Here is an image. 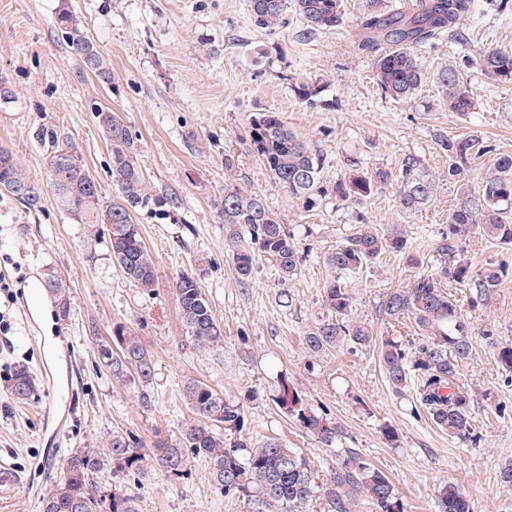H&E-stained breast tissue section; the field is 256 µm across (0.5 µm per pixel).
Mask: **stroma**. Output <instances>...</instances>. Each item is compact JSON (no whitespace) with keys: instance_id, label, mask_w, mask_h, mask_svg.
<instances>
[{"instance_id":"stroma-1","label":"stroma","mask_w":512,"mask_h":512,"mask_svg":"<svg viewBox=\"0 0 512 512\" xmlns=\"http://www.w3.org/2000/svg\"><path fill=\"white\" fill-rule=\"evenodd\" d=\"M405 0H343L336 29L309 39L297 15L271 36L255 29L249 0H0V150H7L42 189V206L26 209L0 193V272L11 275V330L0 335V512H39L42 496L60 478L62 461L77 449H98L112 433L153 447L180 438L192 421L183 402L187 381L210 384L242 403L245 434L260 443L276 438L306 456L318 484L330 483L348 455L384 473L407 512H438L442 484H456L473 512H512V487L500 470L512 460V382L496 359L498 343L512 340V277L487 306L474 308L467 290L452 286L470 323L473 356L456 385L472 390L473 435L449 437L429 417L414 416L409 395L388 384L376 351L342 346L310 353L305 340L323 318L322 286L331 275L324 256L360 224L403 231L409 246L388 253L347 278L350 320L381 336L418 338L413 320L387 322L384 296L433 264V245L448 224L456 187L436 137L474 134L512 155V83L488 79L470 60L482 49H512V12L500 0H476L462 39L442 38L421 52L427 73L415 101L384 98L372 81L369 53L354 36L363 17L391 11ZM75 15L111 71L102 82L71 50L57 28L62 9ZM456 62L476 100L474 112L448 111L433 75ZM320 83L317 101L299 100L300 84ZM116 113L129 128L138 162L153 194L132 214L151 251L157 284L146 293L113 263L106 239L93 242L56 200L49 153L37 139L54 129L99 182L102 197L118 201L109 173L110 147L96 109ZM276 112L289 130L325 157L321 193L305 200L288 193L250 150L249 123ZM424 159L435 181L418 212L396 206L387 182L364 200L342 201L333 187L351 163L397 172L403 155ZM232 166H225V157ZM234 185L253 192L289 228L303 261L282 280L274 263L257 258L241 287L225 248L217 202ZM66 282L70 314H57L44 287L47 269ZM194 275L224 344L208 352L185 337L172 284ZM134 333L151 353L148 386L115 380L99 355L116 329ZM36 384L31 401L11 399L15 369ZM297 391L340 428L333 444L302 431L276 403L283 388ZM399 434L397 445L384 426ZM141 512H252L245 501L211 483L204 463L173 485L156 472L138 488Z\"/></svg>"}]
</instances>
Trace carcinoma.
<instances>
[{
  "label": "carcinoma",
  "mask_w": 512,
  "mask_h": 512,
  "mask_svg": "<svg viewBox=\"0 0 512 512\" xmlns=\"http://www.w3.org/2000/svg\"><path fill=\"white\" fill-rule=\"evenodd\" d=\"M473 4L474 0H418L409 10L367 14L357 40L372 51L373 79L381 95L398 102L416 98L425 76L417 47L445 32L457 34L471 16ZM249 7L253 25L268 34L286 27L290 11L300 16L305 24L304 34L309 36L333 30L342 20V0H250ZM57 25L69 47L80 58H90L87 68L102 81H110L103 57L70 11H60ZM476 61L487 77L512 82V49L489 47L476 56ZM436 80L448 111L467 114L475 109L473 94L461 81L457 65L438 70ZM104 133L111 147L110 172L121 196L119 204L103 202L95 179L71 147L57 145L53 130L43 128L39 136L52 147L48 168L60 204L77 223L94 226L92 234L99 232L97 226H104L112 259L135 286L150 292L157 282L156 267L131 216L137 208L149 205L150 189L123 121L112 116ZM249 142L264 167L288 192L310 200L320 190L323 154L289 131L279 113L254 115ZM438 145L448 155V179L458 188L448 213L447 231L434 246L437 270L387 293L381 305L390 322L413 317L421 339L409 350L397 337L379 336L369 325L345 320L352 307L346 276L374 263L386 252L407 249L402 234L388 235L371 224H361L325 256V263L333 271V277L323 284L326 316L307 336L306 344L313 353L334 345L376 350L394 392L400 394L409 383L416 384L414 414L424 412L448 435L466 439L472 435L471 394L454 385L453 379L459 367L472 358L473 344L468 322L448 288L455 284L468 289L470 305L477 308L489 302L507 276L504 266L475 269L461 252L467 239L475 234L512 246V156L498 157L474 185L469 173L476 161L496 151L494 145L475 135L442 136ZM390 178L391 173L385 170L369 173L356 168L336 182L334 192L342 200H361ZM397 183V206L403 213L421 210L433 196V178L416 154L409 153L401 159ZM0 190L28 209L41 207L39 187L2 150ZM218 207L240 286L249 285L260 256L274 262L284 281L297 274L301 257L292 236L258 195L226 186ZM45 286L60 315L66 316L69 295L62 277L54 272L46 274ZM173 290L192 347L198 351L219 347L224 341L223 329L195 277L179 275ZM114 340L117 350L107 346L100 350L103 361L112 369V377H129L140 384L149 382L154 363L139 338L119 328ZM496 355L502 370L512 374V341L496 344ZM34 391L35 382L27 370L14 372L9 385L13 400L27 402ZM184 399L194 424L184 430L178 442L158 440L147 449L131 436L114 433L104 448L73 453L62 465L60 480L42 497L40 512H140V497L132 488L114 485L109 490L98 484L97 475L107 460L128 478L138 479L157 470L175 484L192 478L193 462L201 460L211 482L224 495L247 501L254 512H309L308 505L320 492L329 499L334 512H345L343 501L336 494V487L344 485L363 493L377 512H406L390 480L360 457H347L341 472L333 477V484L324 488L315 481L310 461L295 449L276 439L254 443L244 438L242 405L224 399L198 380L187 382ZM279 403L305 433L325 443L336 441L339 428L296 393L284 389ZM437 498L439 512H473L467 496L453 483L442 485Z\"/></svg>",
  "instance_id": "cac0c4a2"
}]
</instances>
